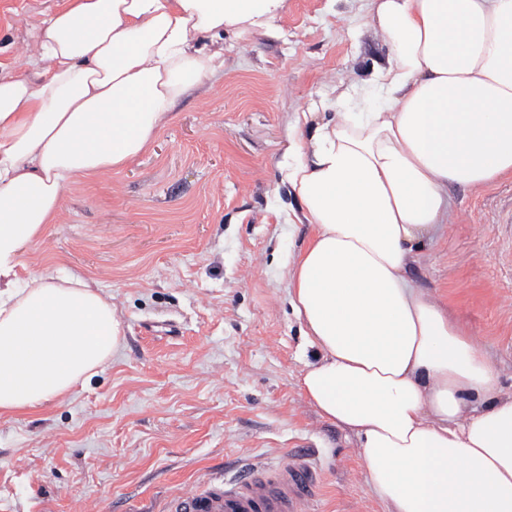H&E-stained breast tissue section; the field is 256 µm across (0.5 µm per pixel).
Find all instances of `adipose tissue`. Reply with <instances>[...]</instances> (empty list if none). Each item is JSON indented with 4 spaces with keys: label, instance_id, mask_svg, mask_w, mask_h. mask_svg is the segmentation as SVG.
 <instances>
[{
    "label": "adipose tissue",
    "instance_id": "1",
    "mask_svg": "<svg viewBox=\"0 0 512 512\" xmlns=\"http://www.w3.org/2000/svg\"><path fill=\"white\" fill-rule=\"evenodd\" d=\"M286 0H68L0 75V411L65 395L123 344L79 277L18 281L65 190L145 151L224 66L203 35L269 27ZM382 101L316 124L288 173L314 233L291 308L320 351L298 384L352 432L389 512H512V394L446 307L407 275L440 237L452 184L512 173V0H372Z\"/></svg>",
    "mask_w": 512,
    "mask_h": 512
}]
</instances>
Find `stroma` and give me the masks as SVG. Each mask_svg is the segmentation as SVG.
<instances>
[{
  "label": "stroma",
  "mask_w": 512,
  "mask_h": 512,
  "mask_svg": "<svg viewBox=\"0 0 512 512\" xmlns=\"http://www.w3.org/2000/svg\"><path fill=\"white\" fill-rule=\"evenodd\" d=\"M62 0H0V73ZM369 0H287L271 28L224 33V67L120 171L71 185L22 249L21 278L73 275L111 298L122 349L62 399L0 414V512H164L225 467L310 454L318 512H386L354 436L297 385L318 348L290 305L288 261L310 240L288 185L297 116L331 120L371 93L386 54ZM448 230L408 275L446 304L512 391V174L452 185Z\"/></svg>",
  "instance_id": "1"
}]
</instances>
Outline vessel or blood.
I'll return each instance as SVG.
<instances>
[{"instance_id": "1", "label": "vessel or blood", "mask_w": 512, "mask_h": 512, "mask_svg": "<svg viewBox=\"0 0 512 512\" xmlns=\"http://www.w3.org/2000/svg\"><path fill=\"white\" fill-rule=\"evenodd\" d=\"M320 478L305 454L274 466L250 465L233 477L178 493L166 512H312Z\"/></svg>"}]
</instances>
